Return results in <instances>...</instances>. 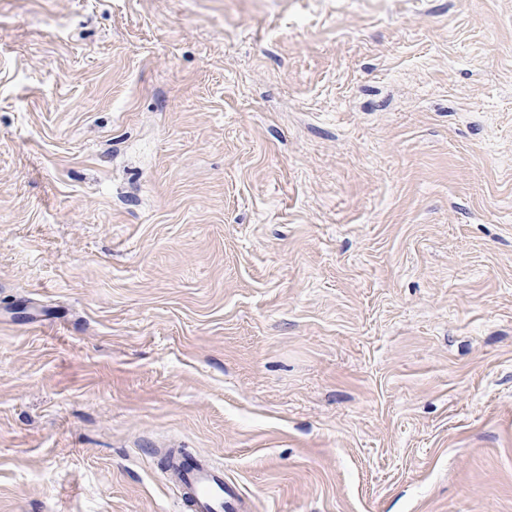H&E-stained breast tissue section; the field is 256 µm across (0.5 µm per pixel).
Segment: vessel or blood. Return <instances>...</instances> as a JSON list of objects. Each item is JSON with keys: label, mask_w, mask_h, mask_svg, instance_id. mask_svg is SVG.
Segmentation results:
<instances>
[{"label": "vessel or blood", "mask_w": 512, "mask_h": 512, "mask_svg": "<svg viewBox=\"0 0 512 512\" xmlns=\"http://www.w3.org/2000/svg\"><path fill=\"white\" fill-rule=\"evenodd\" d=\"M177 483L184 493L176 512H241L242 498L222 469L186 454L177 456Z\"/></svg>", "instance_id": "b4317fda"}]
</instances>
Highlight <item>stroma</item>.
Segmentation results:
<instances>
[{
    "label": "stroma",
    "mask_w": 512,
    "mask_h": 512,
    "mask_svg": "<svg viewBox=\"0 0 512 512\" xmlns=\"http://www.w3.org/2000/svg\"><path fill=\"white\" fill-rule=\"evenodd\" d=\"M512 512V0H0V512ZM177 454L176 482L185 490L175 511L184 512H240L245 510L237 488L224 479V470L174 449ZM188 492V494H187Z\"/></svg>",
    "instance_id": "obj_1"
}]
</instances>
